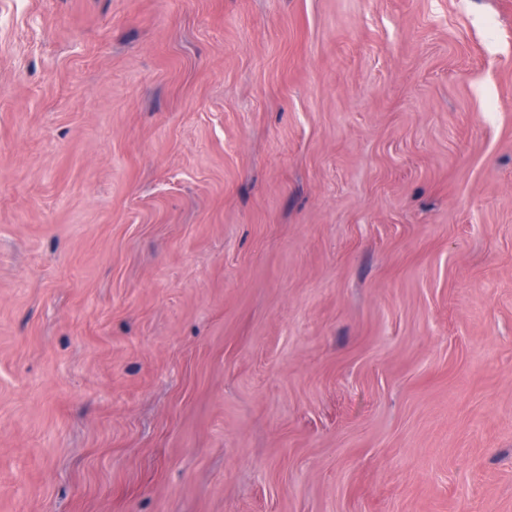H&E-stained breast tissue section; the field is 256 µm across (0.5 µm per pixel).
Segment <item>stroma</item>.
<instances>
[{
    "mask_svg": "<svg viewBox=\"0 0 512 512\" xmlns=\"http://www.w3.org/2000/svg\"><path fill=\"white\" fill-rule=\"evenodd\" d=\"M0 512H512V0H0Z\"/></svg>",
    "mask_w": 512,
    "mask_h": 512,
    "instance_id": "obj_1",
    "label": "stroma"
}]
</instances>
